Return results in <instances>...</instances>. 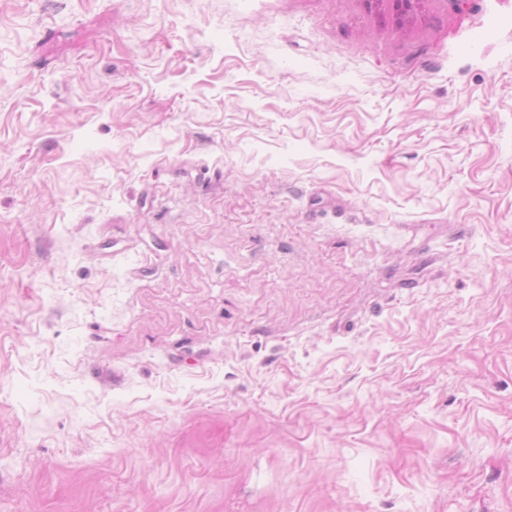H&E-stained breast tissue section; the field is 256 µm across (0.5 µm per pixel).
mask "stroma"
<instances>
[{"mask_svg":"<svg viewBox=\"0 0 512 512\" xmlns=\"http://www.w3.org/2000/svg\"><path fill=\"white\" fill-rule=\"evenodd\" d=\"M0 512H512V0H0Z\"/></svg>","mask_w":512,"mask_h":512,"instance_id":"obj_1","label":"stroma"}]
</instances>
